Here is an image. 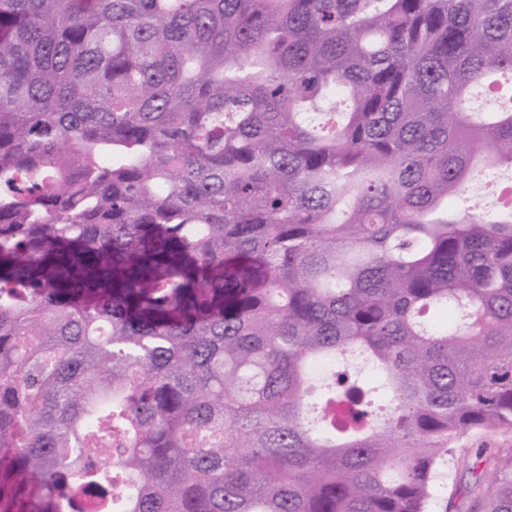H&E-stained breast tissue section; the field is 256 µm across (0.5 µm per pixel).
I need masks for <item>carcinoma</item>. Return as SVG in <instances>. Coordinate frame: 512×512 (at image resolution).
Segmentation results:
<instances>
[{"mask_svg":"<svg viewBox=\"0 0 512 512\" xmlns=\"http://www.w3.org/2000/svg\"><path fill=\"white\" fill-rule=\"evenodd\" d=\"M493 72L512 0H0V512H432L512 432ZM512 446V433L484 432L470 435L462 441L456 457L448 467L441 469L440 486L445 487V498L451 501L449 512H471V500L466 487L476 475L488 473L494 464L496 448ZM483 448H487L484 450ZM482 450L481 454H478Z\"/></svg>","mask_w":512,"mask_h":512,"instance_id":"obj_1","label":"carcinoma"}]
</instances>
